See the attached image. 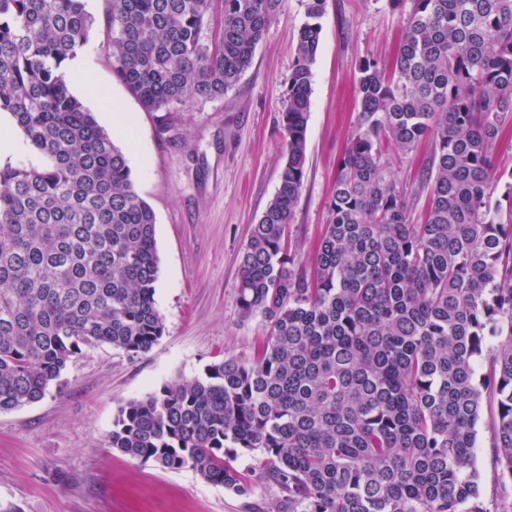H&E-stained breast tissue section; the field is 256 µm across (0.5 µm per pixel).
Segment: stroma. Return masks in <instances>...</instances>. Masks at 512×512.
I'll use <instances>...</instances> for the list:
<instances>
[{"mask_svg":"<svg viewBox=\"0 0 512 512\" xmlns=\"http://www.w3.org/2000/svg\"><path fill=\"white\" fill-rule=\"evenodd\" d=\"M109 7L108 0H88L96 23L74 65L89 85L71 90L124 149L135 187L155 213L156 301L165 333L136 357L106 344L83 348L41 401L0 412V512H270L283 498L277 487L257 484L238 495L191 468L130 459L109 447L108 436L127 401L226 358L250 360L267 332L261 319L240 314L241 256L279 186L280 110L306 0H283L252 64L224 98L171 112L146 111L113 75L105 47ZM321 24L307 169L291 225L292 251L306 269L355 128L359 63L390 60L404 30L388 0H326ZM496 419V405L484 403L475 465L489 501L499 483Z\"/></svg>","mask_w":512,"mask_h":512,"instance_id":"1","label":"stroma"}]
</instances>
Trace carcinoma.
Returning a JSON list of instances; mask_svg holds the SVG:
<instances>
[{"label":"carcinoma","mask_w":512,"mask_h":512,"mask_svg":"<svg viewBox=\"0 0 512 512\" xmlns=\"http://www.w3.org/2000/svg\"><path fill=\"white\" fill-rule=\"evenodd\" d=\"M395 62L359 66L360 111L312 272L289 253L303 187L312 67L326 0H306L281 112L279 187L241 258L242 318L268 326L226 358L120 406L109 447L193 469L286 512H507L512 506V173L491 150L512 118V0H389ZM114 75L149 112L220 99L282 0H111ZM87 0H0V112L39 167L0 166V411L44 398L82 348L131 357L164 335L155 215L126 154L70 90ZM212 30L203 43V30ZM430 145L414 198L388 152ZM498 409L495 502L474 463L483 399ZM258 455L241 471L239 456Z\"/></svg>","instance_id":"1"}]
</instances>
